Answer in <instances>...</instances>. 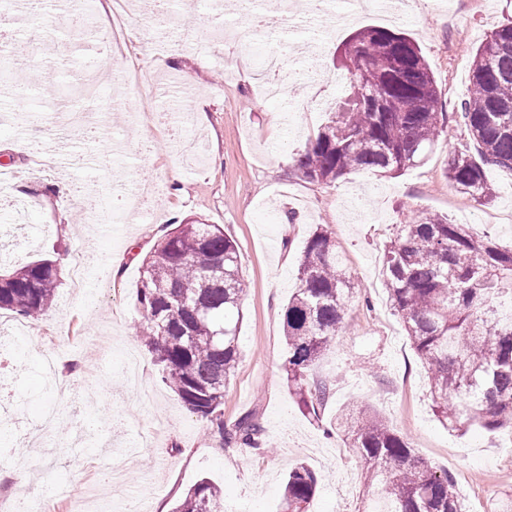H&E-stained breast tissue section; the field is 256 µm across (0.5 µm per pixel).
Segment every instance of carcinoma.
<instances>
[{
    "mask_svg": "<svg viewBox=\"0 0 512 512\" xmlns=\"http://www.w3.org/2000/svg\"><path fill=\"white\" fill-rule=\"evenodd\" d=\"M352 54L365 61L367 73L349 72L334 117L297 160L312 182L333 183L361 170L399 172L424 160L425 147L443 131L434 77L411 38L369 27L346 44L341 63ZM370 87L380 97L374 106L363 93ZM459 118L477 153L450 152L446 175L459 193L484 206L493 197L486 168L512 174V20L478 47L472 94ZM240 265L238 246L220 225H176L142 262L138 336L161 363L163 382L208 422L211 437L265 453L257 412L224 424V393L240 359L246 293ZM297 280L283 313V368L299 406L317 419L332 388L313 385L307 376L342 328L345 299L354 289L329 225L307 241ZM59 281V266L49 258L0 273V310L42 316ZM383 282L426 369L438 418L458 432L474 423L488 431L512 427V246L422 211L397 225L385 245ZM351 433L365 480L386 512H460L452 475L418 456L379 415L361 413ZM316 488L310 468H293L284 489L286 512H306ZM223 500L221 487L202 479L174 512H224Z\"/></svg>",
    "mask_w": 512,
    "mask_h": 512,
    "instance_id": "1",
    "label": "carcinoma"
}]
</instances>
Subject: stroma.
Here are the masks:
<instances>
[{
    "label": "stroma",
    "instance_id": "35a3bbf8",
    "mask_svg": "<svg viewBox=\"0 0 512 512\" xmlns=\"http://www.w3.org/2000/svg\"><path fill=\"white\" fill-rule=\"evenodd\" d=\"M229 0H195L190 11L157 13L156 0H131L128 38L119 56L100 53L104 32L92 38L74 31L75 18L52 11L49 27H29L14 41L8 67L50 87L58 74L33 68L29 47L80 54L94 60L90 72L75 71L74 83L93 79L100 97L82 104L52 97L40 126H30L27 103L0 84V165L13 180L11 195L29 199L16 217L0 205V254L9 268L40 258L56 260L61 278L56 300L38 320L0 312V329L16 333L14 351L0 356V384L14 403L20 428L0 439V512L33 496L49 512H102L143 496L150 512H171L176 501L203 478L224 491V512H283L284 481L308 464L318 487L308 512H368L372 495L363 465L338 434H326L346 405L369 406L414 450L455 479L461 512H494L512 497V430L471 426L448 431L435 416L427 374L382 287V254L396 224L421 210L447 215L455 224L507 245L512 222V178L496 167L487 176L495 198L486 206L452 205L457 192L446 177L448 154L473 149L457 114L468 98L477 47L493 29L512 19V0H406L395 17L378 0L349 16L344 6L295 19L269 22L271 36L291 44L283 58L287 92L260 98L244 73L255 59L240 50L239 74L225 77L221 25L241 20ZM367 26L412 38L434 76L448 115L425 161L398 174L353 172L333 184L303 178L297 159L331 117L344 94L347 71L337 56ZM312 64L336 75L318 85L294 74ZM139 67L174 79L178 99L163 89L128 91L127 69ZM192 110L187 139L197 140L200 165L190 163L167 130L147 118L149 109ZM48 159L32 171L31 156ZM159 183L150 216L137 224L103 231L85 198H113L116 187ZM199 220L223 226L241 254L248 284L242 300L241 356L224 396V421L259 410L271 443L261 454L220 444L207 423L190 412L161 381V370L136 335L142 314L135 304L142 260L167 226ZM329 225L346 270L358 282L346 306L343 328L330 351L310 371L331 381L333 394L312 421L290 396L282 370L286 354L283 309L297 286V265L317 225ZM86 283L72 288L75 259ZM56 348L66 388L42 399L41 360ZM78 371H69L72 361Z\"/></svg>",
    "mask_w": 512,
    "mask_h": 512
}]
</instances>
